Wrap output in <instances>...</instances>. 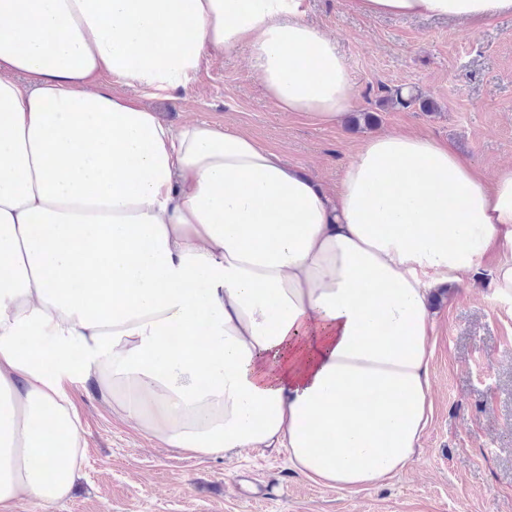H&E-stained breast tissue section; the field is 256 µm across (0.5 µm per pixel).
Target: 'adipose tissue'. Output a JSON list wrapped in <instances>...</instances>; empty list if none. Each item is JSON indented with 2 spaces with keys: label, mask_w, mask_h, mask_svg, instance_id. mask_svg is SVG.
Returning <instances> with one entry per match:
<instances>
[{
  "label": "adipose tissue",
  "mask_w": 512,
  "mask_h": 512,
  "mask_svg": "<svg viewBox=\"0 0 512 512\" xmlns=\"http://www.w3.org/2000/svg\"><path fill=\"white\" fill-rule=\"evenodd\" d=\"M240 48L278 109H351L347 62L302 0H0V512L69 498L81 386L192 456L270 449L345 490L394 478L433 412L435 290L485 266L512 306V165L487 179L450 142L379 133L330 188L126 94L192 89Z\"/></svg>",
  "instance_id": "ef3b65f1"
}]
</instances>
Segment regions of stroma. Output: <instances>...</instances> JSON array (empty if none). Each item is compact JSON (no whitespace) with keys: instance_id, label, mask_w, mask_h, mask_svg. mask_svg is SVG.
I'll return each instance as SVG.
<instances>
[{"instance_id":"1","label":"stroma","mask_w":512,"mask_h":512,"mask_svg":"<svg viewBox=\"0 0 512 512\" xmlns=\"http://www.w3.org/2000/svg\"><path fill=\"white\" fill-rule=\"evenodd\" d=\"M303 9L347 59L356 112L377 114V124L278 110L242 49L209 57L196 88L139 103L173 126H234L330 186L356 146L382 132L449 141L489 177L512 164V13L369 18L342 0H303ZM398 91L415 103H391ZM425 99L435 111L421 109ZM431 311L433 415L412 464L392 481L346 491L295 474L276 452L192 457L113 418L86 388L76 393L86 459L71 498L23 499L14 512H512V311L493 298L484 268Z\"/></svg>"}]
</instances>
